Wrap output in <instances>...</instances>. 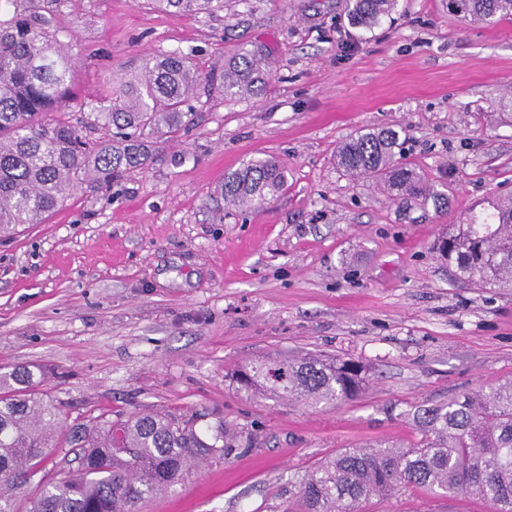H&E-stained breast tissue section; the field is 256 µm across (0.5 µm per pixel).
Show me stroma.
Segmentation results:
<instances>
[{
    "mask_svg": "<svg viewBox=\"0 0 512 512\" xmlns=\"http://www.w3.org/2000/svg\"><path fill=\"white\" fill-rule=\"evenodd\" d=\"M447 2L400 0L370 30L349 23L348 0H226L213 18L56 5L74 34V113L147 55L209 70L260 47L270 62L258 96L201 97L149 169L79 186L0 239V369L44 373L69 421L172 411L243 432L140 512H283L336 450L416 444L415 408L512 377V288L456 281L432 251L512 196V19L463 21ZM382 129L445 205L394 202L337 168L342 142ZM265 156L288 171L282 193L226 205L225 174ZM307 353L360 362L362 393L334 409L237 392L239 367ZM368 512L490 508L408 489Z\"/></svg>",
    "mask_w": 512,
    "mask_h": 512,
    "instance_id": "stroma-1",
    "label": "stroma"
}]
</instances>
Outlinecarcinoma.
<instances>
[{
	"mask_svg": "<svg viewBox=\"0 0 512 512\" xmlns=\"http://www.w3.org/2000/svg\"><path fill=\"white\" fill-rule=\"evenodd\" d=\"M159 8L218 16L224 0H148ZM474 21L512 16V0H452ZM398 0H349L351 24L371 29ZM270 75L267 54L244 50L210 72L179 52L148 56L134 71L116 73L99 105L80 117L62 112L73 94L71 43L62 41L49 0H0V229L42 224L78 186L109 188L155 160L152 140L175 139L193 121L190 101L217 91L226 100L258 93ZM104 130L89 140L83 128ZM398 134L360 131L338 147L336 165L381 181L393 201L436 199L426 178L397 156ZM286 170L269 156L224 178V202L250 207L277 196ZM436 252L468 281L512 285V197L442 236ZM238 391L336 406L357 397L365 367L317 356L262 360L239 370ZM41 377L25 366L0 373V512H139L169 494L192 467L230 448L224 421L196 429V419L143 413L112 420L75 419L63 444L61 419L39 391ZM421 433L414 448L386 442L343 448L300 481L292 512H365L373 499L403 488L474 497L492 512H512V378L460 393L413 414ZM67 471L44 460L64 447Z\"/></svg>",
	"mask_w": 512,
	"mask_h": 512,
	"instance_id": "1",
	"label": "carcinoma"
}]
</instances>
